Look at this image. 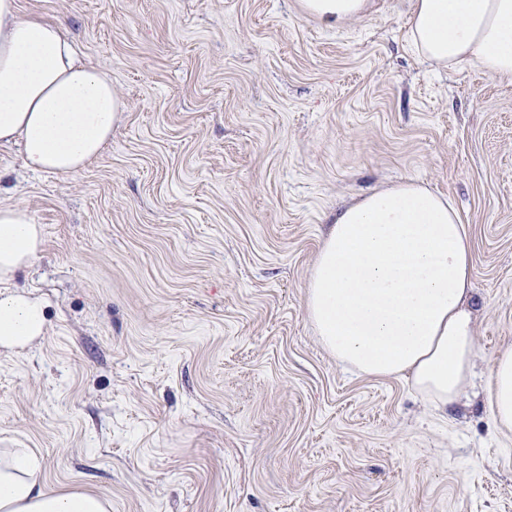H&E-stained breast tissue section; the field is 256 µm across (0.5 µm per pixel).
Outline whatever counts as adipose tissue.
Returning a JSON list of instances; mask_svg holds the SVG:
<instances>
[{
	"mask_svg": "<svg viewBox=\"0 0 512 512\" xmlns=\"http://www.w3.org/2000/svg\"><path fill=\"white\" fill-rule=\"evenodd\" d=\"M337 27L366 0H303ZM410 41L431 65L470 64L512 75V0H413ZM123 104L104 72L81 63L65 28L24 18L0 0V145H19L27 169L69 176L112 138ZM41 228L0 205V282L27 269ZM468 232L448 199L405 181L362 197L337 215L308 283L307 308L322 345L341 365L375 378L402 377L435 409L454 403L474 363ZM43 302L0 292V348L43 336ZM488 406L512 429V349L494 360ZM0 512H110L105 499L49 489L31 451H0Z\"/></svg>",
	"mask_w": 512,
	"mask_h": 512,
	"instance_id": "obj_1",
	"label": "adipose tissue"
}]
</instances>
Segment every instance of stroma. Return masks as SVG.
Returning <instances> with one entry per match:
<instances>
[{
    "label": "stroma",
    "mask_w": 512,
    "mask_h": 512,
    "mask_svg": "<svg viewBox=\"0 0 512 512\" xmlns=\"http://www.w3.org/2000/svg\"><path fill=\"white\" fill-rule=\"evenodd\" d=\"M412 5L330 29L301 0H19L125 108L69 177L0 147V205L42 228L17 282L47 320L0 349V449L112 512H512L486 406L512 348V76L430 65ZM409 179L472 252L474 366L445 411L339 366L306 305L337 212Z\"/></svg>",
    "instance_id": "stroma-1"
}]
</instances>
